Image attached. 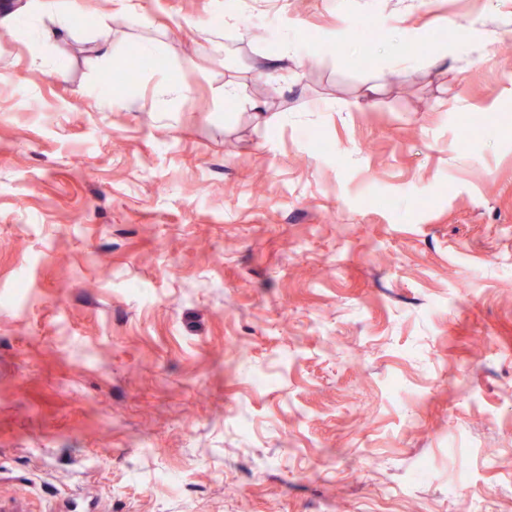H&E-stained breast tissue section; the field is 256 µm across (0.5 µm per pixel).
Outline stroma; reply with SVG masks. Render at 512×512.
I'll return each mask as SVG.
<instances>
[{
  "mask_svg": "<svg viewBox=\"0 0 512 512\" xmlns=\"http://www.w3.org/2000/svg\"><path fill=\"white\" fill-rule=\"evenodd\" d=\"M45 2L0 0V512H512V0ZM147 59L141 56L137 50L136 53L132 52L125 67L114 70L108 75L109 78L112 77V84H128L133 72L140 70L145 65L151 64Z\"/></svg>",
  "mask_w": 512,
  "mask_h": 512,
  "instance_id": "1",
  "label": "stroma"
}]
</instances>
